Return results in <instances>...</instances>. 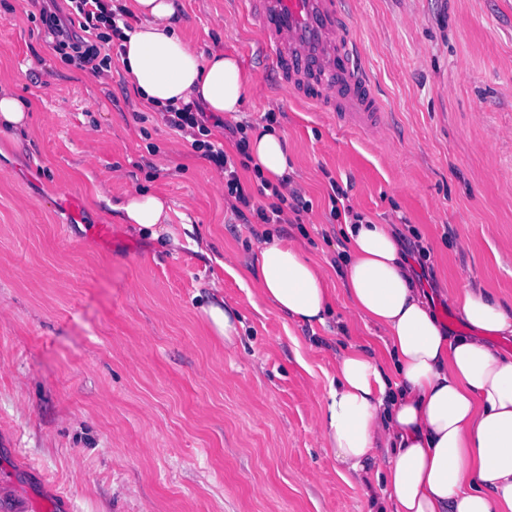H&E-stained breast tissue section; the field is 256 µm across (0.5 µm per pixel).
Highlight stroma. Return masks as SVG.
I'll return each instance as SVG.
<instances>
[{"mask_svg":"<svg viewBox=\"0 0 512 512\" xmlns=\"http://www.w3.org/2000/svg\"><path fill=\"white\" fill-rule=\"evenodd\" d=\"M42 0H0V82L29 126L0 131V472L14 512H369L321 446L336 356L381 346L338 298L301 328L260 299L241 260L267 234L338 263L345 205L414 229L424 282L450 331L458 287L512 301V0H347L387 112L360 136L289 102L246 0H177L202 55L254 78L239 123L288 141L307 211L248 224L224 175L136 101L112 57L104 77L45 41ZM164 194L159 239L123 223L125 193ZM237 311L233 345L208 317Z\"/></svg>","mask_w":512,"mask_h":512,"instance_id":"stroma-1","label":"stroma"}]
</instances>
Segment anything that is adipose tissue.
Instances as JSON below:
<instances>
[{"label":"adipose tissue","mask_w":512,"mask_h":512,"mask_svg":"<svg viewBox=\"0 0 512 512\" xmlns=\"http://www.w3.org/2000/svg\"><path fill=\"white\" fill-rule=\"evenodd\" d=\"M137 23L120 40L119 57L140 101L162 111L197 102L236 117L251 76L237 58L202 56L176 21L174 0H116ZM257 180L288 183V146L271 126L251 131ZM124 223L159 238L170 205L134 192L117 203ZM338 276L292 241L258 245L247 272L260 298L302 326L326 325L344 292L351 311L381 334L382 347L350 346L321 404L322 446L345 480L381 487L391 512H512V306L466 285L452 303L468 332L446 331L405 250L399 227L369 216L345 217Z\"/></svg>","instance_id":"1"}]
</instances>
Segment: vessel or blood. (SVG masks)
I'll list each match as a JSON object with an SVG mask.
<instances>
[{
  "label": "vessel or blood",
  "mask_w": 512,
  "mask_h": 512,
  "mask_svg": "<svg viewBox=\"0 0 512 512\" xmlns=\"http://www.w3.org/2000/svg\"><path fill=\"white\" fill-rule=\"evenodd\" d=\"M249 14L290 98L359 133L382 127V101L344 0H249Z\"/></svg>",
  "instance_id": "vessel-or-blood-1"
}]
</instances>
